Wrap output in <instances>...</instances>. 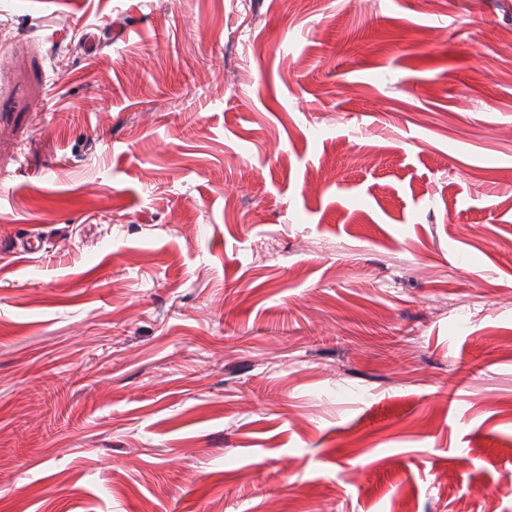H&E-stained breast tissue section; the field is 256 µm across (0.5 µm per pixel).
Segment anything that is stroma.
Instances as JSON below:
<instances>
[{"mask_svg": "<svg viewBox=\"0 0 512 512\" xmlns=\"http://www.w3.org/2000/svg\"><path fill=\"white\" fill-rule=\"evenodd\" d=\"M508 128L512 0H0V512H512Z\"/></svg>", "mask_w": 512, "mask_h": 512, "instance_id": "1", "label": "stroma"}]
</instances>
